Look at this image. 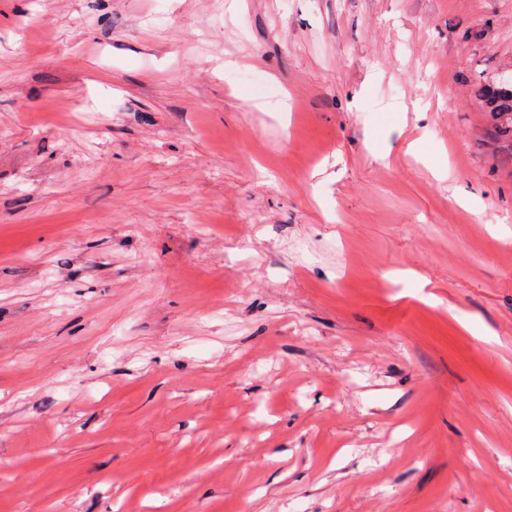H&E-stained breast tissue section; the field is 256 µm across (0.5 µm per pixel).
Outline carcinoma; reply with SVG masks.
I'll use <instances>...</instances> for the list:
<instances>
[{"label": "carcinoma", "mask_w": 512, "mask_h": 512, "mask_svg": "<svg viewBox=\"0 0 512 512\" xmlns=\"http://www.w3.org/2000/svg\"><path fill=\"white\" fill-rule=\"evenodd\" d=\"M472 82L480 108L492 119L491 139L512 156V72L488 80L475 74Z\"/></svg>", "instance_id": "obj_1"}]
</instances>
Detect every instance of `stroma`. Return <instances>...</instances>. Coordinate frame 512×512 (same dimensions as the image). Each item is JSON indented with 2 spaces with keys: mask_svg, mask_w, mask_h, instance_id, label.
<instances>
[{
  "mask_svg": "<svg viewBox=\"0 0 512 512\" xmlns=\"http://www.w3.org/2000/svg\"><path fill=\"white\" fill-rule=\"evenodd\" d=\"M510 68L512 0H0V512H512ZM472 82L480 108L493 121L491 139L506 147L512 157V72L490 80L475 74Z\"/></svg>",
  "mask_w": 512,
  "mask_h": 512,
  "instance_id": "stroma-1",
  "label": "stroma"
}]
</instances>
